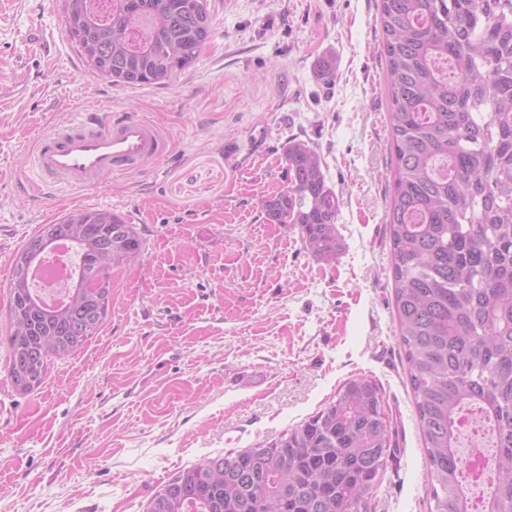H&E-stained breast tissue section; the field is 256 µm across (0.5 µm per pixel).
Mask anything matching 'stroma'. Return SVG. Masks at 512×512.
Wrapping results in <instances>:
<instances>
[{
    "instance_id": "35a3bbf8",
    "label": "stroma",
    "mask_w": 512,
    "mask_h": 512,
    "mask_svg": "<svg viewBox=\"0 0 512 512\" xmlns=\"http://www.w3.org/2000/svg\"><path fill=\"white\" fill-rule=\"evenodd\" d=\"M208 3L197 61L125 87L88 71L59 0H0V512H145L183 468L277 439L355 378L376 383L390 426L368 512H429L394 307L380 0ZM106 112L153 123L166 153L84 188H34L38 138ZM292 139L340 199L330 265L266 216ZM77 209L122 215L145 250L113 269L98 336L21 393L5 341L13 258Z\"/></svg>"
}]
</instances>
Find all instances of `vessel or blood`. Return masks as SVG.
I'll use <instances>...</instances> for the list:
<instances>
[{
    "label": "vessel or blood",
    "instance_id": "obj_1",
    "mask_svg": "<svg viewBox=\"0 0 512 512\" xmlns=\"http://www.w3.org/2000/svg\"><path fill=\"white\" fill-rule=\"evenodd\" d=\"M165 148L161 132L137 115L89 113L41 137L34 161L42 174L79 188L105 175L140 170Z\"/></svg>",
    "mask_w": 512,
    "mask_h": 512
}]
</instances>
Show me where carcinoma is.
Returning <instances> with one entry per match:
<instances>
[{"mask_svg":"<svg viewBox=\"0 0 512 512\" xmlns=\"http://www.w3.org/2000/svg\"><path fill=\"white\" fill-rule=\"evenodd\" d=\"M61 0L86 66L116 85L162 84L191 67L212 34L207 0ZM395 157L387 214L399 333L422 431L431 512H512V0H380ZM288 187L269 221L298 226L326 263L339 247V199L318 153L285 150ZM40 252L15 255L9 283L8 375L28 393L48 358L80 348L103 325L112 268L142 254L122 216L75 210ZM66 239L78 270L66 300L45 305L21 273ZM91 278L88 291L78 280ZM493 432L490 488L474 504L458 452L461 411ZM388 424L376 384L346 382L336 401L279 439L206 457L159 490L146 512H368Z\"/></svg>","mask_w":512,"mask_h":512,"instance_id":"carcinoma-1","label":"carcinoma"}]
</instances>
